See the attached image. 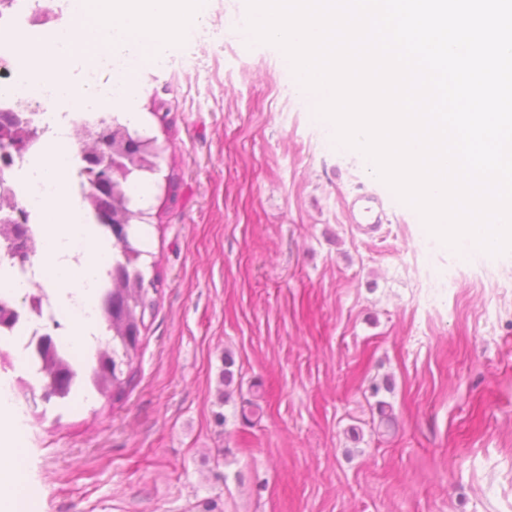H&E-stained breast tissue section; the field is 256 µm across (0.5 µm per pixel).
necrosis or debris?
<instances>
[{
  "label": "necrosis or debris",
  "mask_w": 512,
  "mask_h": 512,
  "mask_svg": "<svg viewBox=\"0 0 512 512\" xmlns=\"http://www.w3.org/2000/svg\"><path fill=\"white\" fill-rule=\"evenodd\" d=\"M72 0H56L54 9H33L29 0H14L12 8L0 12V63L10 62L17 32L34 34L63 26L71 16ZM49 89L37 95L39 111H31L26 98L0 93V120L10 119L38 128L37 142L23 156L0 155V222L23 210L24 223L14 225L12 243L28 251L25 260L0 253V361L8 368L27 373L30 383L43 382L40 350L52 344L69 363L77 356L69 346L72 322L82 317L100 318L102 301L112 286V263H104L85 292L73 293L67 305H60L59 290L42 270L45 248L41 234L42 213L37 203L41 184L30 165L42 157L52 143L58 126L74 131L86 121V114L45 112Z\"/></svg>",
  "instance_id": "obj_1"
}]
</instances>
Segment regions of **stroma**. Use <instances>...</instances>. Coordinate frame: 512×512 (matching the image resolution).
<instances>
[{
    "label": "stroma",
    "mask_w": 512,
    "mask_h": 512,
    "mask_svg": "<svg viewBox=\"0 0 512 512\" xmlns=\"http://www.w3.org/2000/svg\"><path fill=\"white\" fill-rule=\"evenodd\" d=\"M247 18L208 0L188 67L127 105L168 145L140 378L33 403L30 512H512V252L428 234ZM363 193L380 223L353 222Z\"/></svg>",
    "instance_id": "35a3bbf8"
}]
</instances>
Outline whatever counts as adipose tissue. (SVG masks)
Wrapping results in <instances>:
<instances>
[{
  "label": "adipose tissue",
  "mask_w": 512,
  "mask_h": 512,
  "mask_svg": "<svg viewBox=\"0 0 512 512\" xmlns=\"http://www.w3.org/2000/svg\"><path fill=\"white\" fill-rule=\"evenodd\" d=\"M69 160L64 138H57L41 161L37 178L49 191L42 203L46 240L45 272L61 287L71 290L93 276L98 256L106 253L108 247L104 244L92 246L85 261L79 264H68L59 259L66 241L92 236L88 225L80 219L78 199L70 197L66 190ZM26 466V456L18 447L16 436H0V512H28L23 485Z\"/></svg>",
  "instance_id": "1"
}]
</instances>
